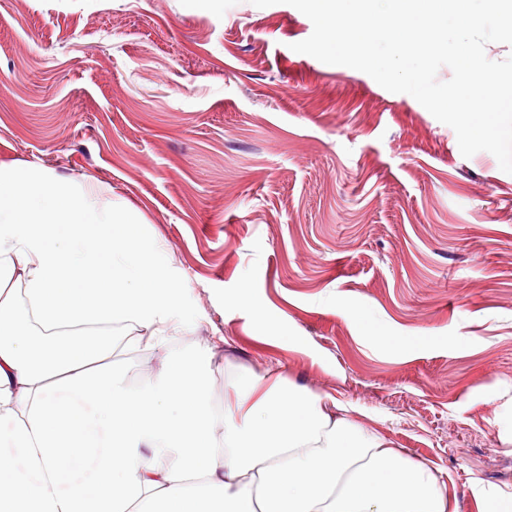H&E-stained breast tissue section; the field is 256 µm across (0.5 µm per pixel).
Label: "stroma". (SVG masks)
<instances>
[{"label":"stroma","mask_w":512,"mask_h":512,"mask_svg":"<svg viewBox=\"0 0 512 512\" xmlns=\"http://www.w3.org/2000/svg\"><path fill=\"white\" fill-rule=\"evenodd\" d=\"M250 0H0V164L125 207L167 252L176 331L118 330L134 384L194 354L329 395L458 512L512 507V174L416 99L293 51Z\"/></svg>","instance_id":"1"}]
</instances>
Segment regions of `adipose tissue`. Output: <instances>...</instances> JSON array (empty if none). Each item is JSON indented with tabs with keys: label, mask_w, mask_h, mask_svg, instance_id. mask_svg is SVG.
<instances>
[{
	"label": "adipose tissue",
	"mask_w": 512,
	"mask_h": 512,
	"mask_svg": "<svg viewBox=\"0 0 512 512\" xmlns=\"http://www.w3.org/2000/svg\"><path fill=\"white\" fill-rule=\"evenodd\" d=\"M170 280L125 209L0 165V512H458L425 462L285 377L247 380L219 433L195 358L130 388L111 330L161 335Z\"/></svg>",
	"instance_id": "adipose-tissue-1"
}]
</instances>
